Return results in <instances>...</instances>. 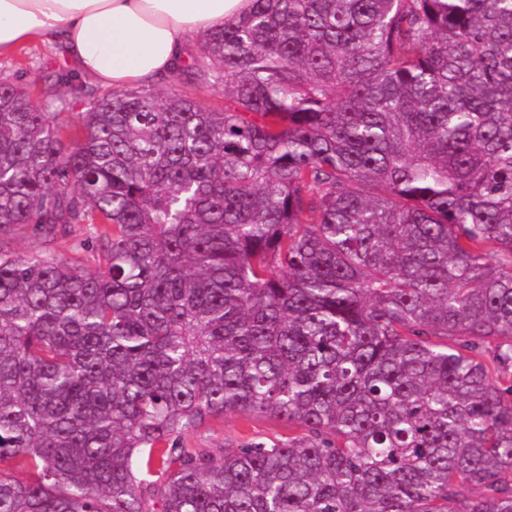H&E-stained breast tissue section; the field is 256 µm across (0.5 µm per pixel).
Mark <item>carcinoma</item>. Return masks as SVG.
Listing matches in <instances>:
<instances>
[{"instance_id": "obj_1", "label": "carcinoma", "mask_w": 512, "mask_h": 512, "mask_svg": "<svg viewBox=\"0 0 512 512\" xmlns=\"http://www.w3.org/2000/svg\"><path fill=\"white\" fill-rule=\"evenodd\" d=\"M167 81L0 83V512H512V0H252ZM83 233V230L77 226H75L74 228H72V232L67 235L66 237L64 238H60L56 243H55V249H56V252L59 253V254H62L64 256H67V257H82L84 258L85 262L90 265V266H94V261H93V258H92V254L90 251H87L86 249H79L77 247V244L79 243V241L81 239L84 238V236L82 235ZM292 434L295 431L285 421L261 415H228L212 421L205 428L187 433L182 443L185 448H204L219 458L225 449L234 448L244 439L268 442L269 439H285Z\"/></svg>"}]
</instances>
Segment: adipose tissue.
Masks as SVG:
<instances>
[{
    "instance_id": "obj_1",
    "label": "adipose tissue",
    "mask_w": 512,
    "mask_h": 512,
    "mask_svg": "<svg viewBox=\"0 0 512 512\" xmlns=\"http://www.w3.org/2000/svg\"><path fill=\"white\" fill-rule=\"evenodd\" d=\"M250 0H0V55L41 42L114 88L149 85L190 40L244 14Z\"/></svg>"
}]
</instances>
